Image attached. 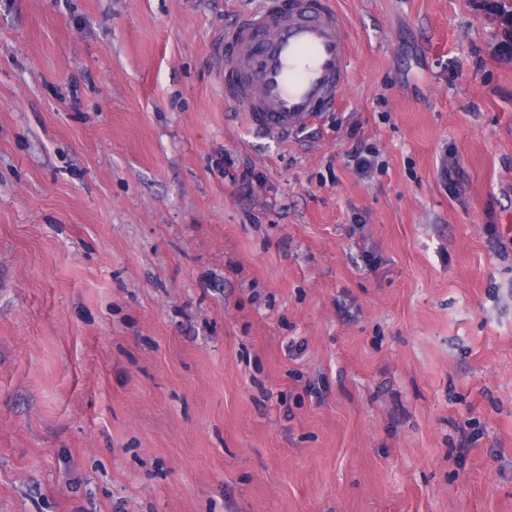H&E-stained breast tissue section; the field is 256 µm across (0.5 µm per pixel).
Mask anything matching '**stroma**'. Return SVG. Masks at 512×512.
Listing matches in <instances>:
<instances>
[{
	"instance_id": "stroma-1",
	"label": "stroma",
	"mask_w": 512,
	"mask_h": 512,
	"mask_svg": "<svg viewBox=\"0 0 512 512\" xmlns=\"http://www.w3.org/2000/svg\"><path fill=\"white\" fill-rule=\"evenodd\" d=\"M492 2L334 0L280 141L218 80L258 0H0V512H512Z\"/></svg>"
}]
</instances>
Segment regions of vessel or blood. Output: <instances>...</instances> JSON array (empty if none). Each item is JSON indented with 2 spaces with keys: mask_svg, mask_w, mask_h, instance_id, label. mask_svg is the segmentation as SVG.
Instances as JSON below:
<instances>
[{
  "mask_svg": "<svg viewBox=\"0 0 512 512\" xmlns=\"http://www.w3.org/2000/svg\"><path fill=\"white\" fill-rule=\"evenodd\" d=\"M224 43V97L266 136L287 140L344 93L351 43L330 0H266L225 28Z\"/></svg>",
  "mask_w": 512,
  "mask_h": 512,
  "instance_id": "b4317fda",
  "label": "vessel or blood"
}]
</instances>
